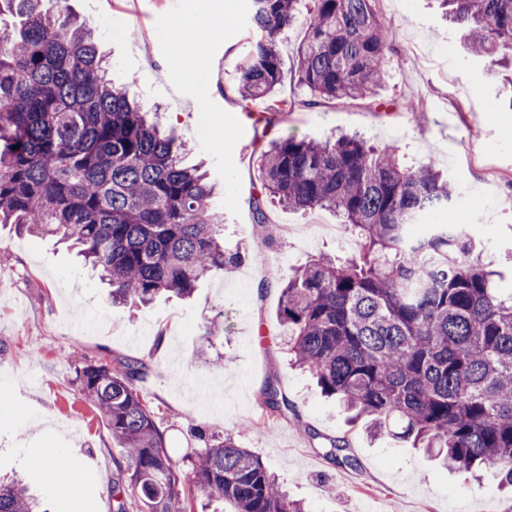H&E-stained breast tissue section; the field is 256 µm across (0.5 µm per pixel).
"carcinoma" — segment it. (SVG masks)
Instances as JSON below:
<instances>
[{
	"instance_id": "1",
	"label": "carcinoma",
	"mask_w": 512,
	"mask_h": 512,
	"mask_svg": "<svg viewBox=\"0 0 512 512\" xmlns=\"http://www.w3.org/2000/svg\"><path fill=\"white\" fill-rule=\"evenodd\" d=\"M0 0V223L57 237L100 272L112 303L189 297L206 275L236 266L224 250L217 184L182 165L183 145L160 134L127 90L106 77L99 38L74 18L68 0ZM304 0H252L255 38L237 63L245 102L270 100L282 77L276 37ZM373 0H311L297 50L305 97L275 102L284 116L337 101H370L390 51ZM467 28L468 50L490 73L512 62V0H442ZM262 194L255 223L275 203L331 209L359 242L358 256L320 257L276 284L292 364L312 374L322 395L375 435L410 442L449 467L494 471L512 490V287L499 288L458 224L427 213L458 196L432 164L408 167L392 150L355 137L316 142L293 136L260 152ZM149 361L115 357L79 363L77 380L126 449L130 484L147 512H194L196 490L233 512H306L278 487L262 460L232 435L207 440L183 474L138 386ZM274 418L297 414L274 381L261 389ZM344 437L325 443L331 463H347ZM0 512H38L18 481H0Z\"/></svg>"
}]
</instances>
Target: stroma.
<instances>
[{"instance_id":"1","label":"stroma","mask_w":512,"mask_h":512,"mask_svg":"<svg viewBox=\"0 0 512 512\" xmlns=\"http://www.w3.org/2000/svg\"><path fill=\"white\" fill-rule=\"evenodd\" d=\"M374 7L391 46L377 107L331 103L266 128L248 116L264 102H240L235 91V64L252 38L246 0H70L96 31L115 82L144 109H158L162 130L184 145V164L206 161L223 185L224 248L245 259L204 277L189 299L116 306L108 286L66 246L0 223V248L10 256L0 266V396L12 403L0 411V476L22 477L46 512H113L124 458L76 380L77 346L91 360L151 363L139 391L183 470L205 437L230 434L307 512H512V496L498 491L492 473L477 482L390 437L372 438L366 421H351L288 360L276 281L322 255L348 260L358 244L350 234L321 232L336 221L328 210L273 206L272 227L255 224L257 159L271 140L357 134L402 162L433 163L459 191L446 221L468 225L483 258L503 284L512 283V90L469 54L464 29L445 19L437 0H376ZM216 15L225 18L223 32L209 41L206 66L186 79L168 31L178 20L203 28ZM304 24L297 18L279 37L277 98L304 95L296 73ZM269 380L288 394L294 415L272 420L259 406ZM309 427L346 437L354 465L329 464ZM46 448L68 450L81 475L77 495L33 479L32 463Z\"/></svg>"}]
</instances>
